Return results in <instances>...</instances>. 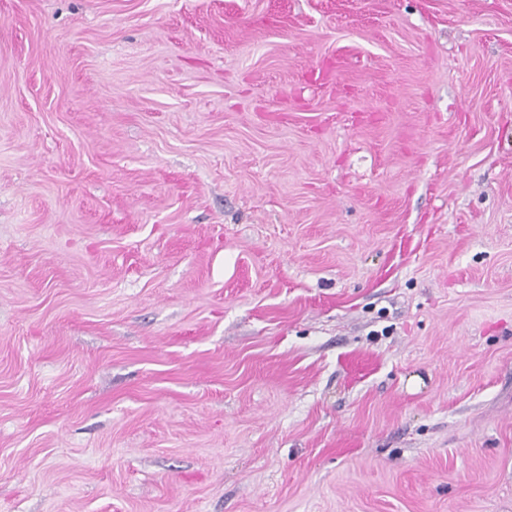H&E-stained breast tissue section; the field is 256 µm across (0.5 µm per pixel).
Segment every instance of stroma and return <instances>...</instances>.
<instances>
[{"label": "stroma", "mask_w": 512, "mask_h": 512, "mask_svg": "<svg viewBox=\"0 0 512 512\" xmlns=\"http://www.w3.org/2000/svg\"><path fill=\"white\" fill-rule=\"evenodd\" d=\"M0 512H512V0H0Z\"/></svg>", "instance_id": "stroma-1"}]
</instances>
